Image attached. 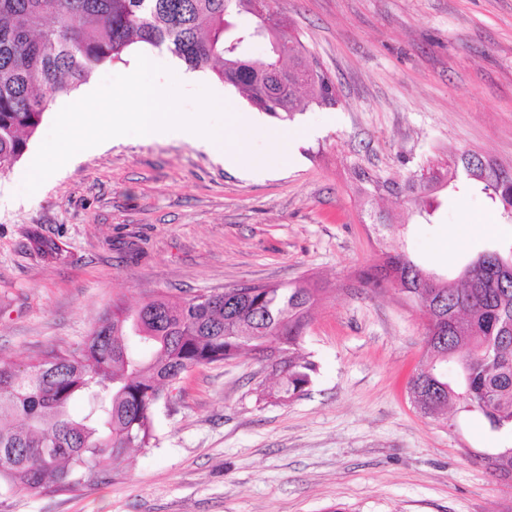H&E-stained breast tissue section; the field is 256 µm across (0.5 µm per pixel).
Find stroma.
Instances as JSON below:
<instances>
[{
    "label": "stroma",
    "mask_w": 512,
    "mask_h": 512,
    "mask_svg": "<svg viewBox=\"0 0 512 512\" xmlns=\"http://www.w3.org/2000/svg\"><path fill=\"white\" fill-rule=\"evenodd\" d=\"M336 102L246 130L225 127L241 170L183 140L110 139L75 154L32 195L0 173V361L83 344L113 301L188 298L244 284L327 289L303 347L308 390L261 399L270 368L243 355L188 372L159 405L157 445L111 482L57 495L0 489V512H512V486L481 460L512 448L478 410L421 414L409 381L425 326L400 291L359 272L384 243L368 208L401 224L387 244L457 275L512 245L484 193H440L432 221L359 172L403 182L472 150L512 166V0H277ZM299 129L292 154L272 137ZM260 162L272 177L244 171ZM38 231L62 259L28 247Z\"/></svg>",
    "instance_id": "1"
}]
</instances>
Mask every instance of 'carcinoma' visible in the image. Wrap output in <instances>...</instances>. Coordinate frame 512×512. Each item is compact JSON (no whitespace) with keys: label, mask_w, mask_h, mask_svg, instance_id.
I'll list each match as a JSON object with an SVG mask.
<instances>
[{"label":"carcinoma","mask_w":512,"mask_h":512,"mask_svg":"<svg viewBox=\"0 0 512 512\" xmlns=\"http://www.w3.org/2000/svg\"><path fill=\"white\" fill-rule=\"evenodd\" d=\"M273 3L248 27L238 18L256 15L254 0H0V172L22 158L52 99L137 43L164 45L191 70H213L273 116L297 111L302 90L318 104L335 103L330 78L308 70L304 45ZM261 40L268 52L255 66L247 52ZM441 183L478 187L512 216L511 167L468 151L400 189L430 216ZM368 216L382 238L399 230L387 212ZM29 248L45 259L62 255L36 231ZM470 264L468 279H432L404 250L391 249L359 279L414 298L428 319L425 360L410 384L419 411L435 418L463 401L498 431L512 427V333H503L512 323V271L480 256ZM323 292L308 284L243 285L182 301H117L83 344L47 350L24 365L1 362L0 487L54 494L112 481L128 449L153 447L155 408L200 365L251 353L279 371L283 396L303 395L317 364L302 339ZM76 403L87 409L80 418L70 412ZM484 462L512 481V448Z\"/></svg>","instance_id":"1"}]
</instances>
